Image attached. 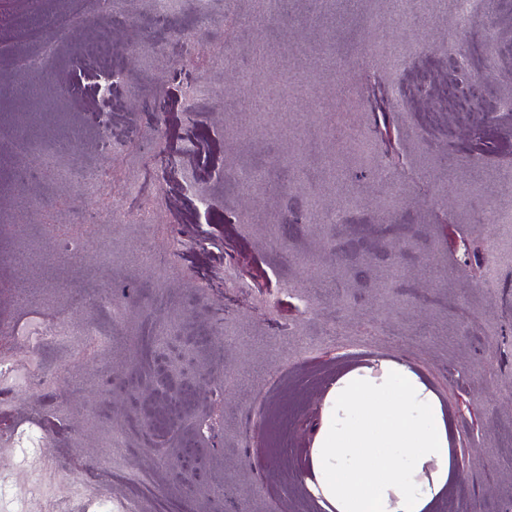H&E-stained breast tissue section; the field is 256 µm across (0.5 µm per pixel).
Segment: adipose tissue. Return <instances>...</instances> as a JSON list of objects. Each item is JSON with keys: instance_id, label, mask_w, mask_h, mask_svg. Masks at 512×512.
Masks as SVG:
<instances>
[{"instance_id": "1", "label": "adipose tissue", "mask_w": 512, "mask_h": 512, "mask_svg": "<svg viewBox=\"0 0 512 512\" xmlns=\"http://www.w3.org/2000/svg\"><path fill=\"white\" fill-rule=\"evenodd\" d=\"M461 477L442 400L412 366L372 357L337 376L304 478L324 512H431Z\"/></svg>"}]
</instances>
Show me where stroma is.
Here are the masks:
<instances>
[{"mask_svg": "<svg viewBox=\"0 0 512 512\" xmlns=\"http://www.w3.org/2000/svg\"><path fill=\"white\" fill-rule=\"evenodd\" d=\"M255 2L230 12L209 0L203 26L197 0H177L164 28L152 0L90 2L32 76L30 103L11 59L31 50L15 34L31 3L0 0V130L41 112L57 166L112 172L84 196L104 261L37 268L17 246L54 252L53 223L83 235L68 209L75 190L41 171L16 192V163L0 153V474L19 495L0 512H94L99 465L112 512H322L303 483L322 397L371 356L415 367L448 414L464 478L433 512H512V224L474 222L461 204L478 181L484 210L512 211V181L497 176L512 166V111L498 108L512 99V0L461 32L454 0H420L419 27L391 22L392 0H296L271 21ZM103 26L123 93L59 95L60 78L84 80L78 61ZM326 41L343 66L294 85L266 131L240 121V100L278 86L282 56L303 74ZM227 53L247 60L251 82L219 65ZM452 61L482 92L466 123L421 86L447 83ZM156 102L157 122L142 126ZM114 109L139 139L107 141L98 116ZM249 168L266 182L243 188L236 175ZM157 175L169 193L143 224L124 188ZM325 209L345 221L324 223ZM144 251L158 265L138 263ZM24 281L39 300L16 301ZM66 284L93 333L43 340L70 301ZM107 286L121 317L96 303ZM37 371L48 375L40 389ZM173 402L180 418L155 429L150 412ZM189 440L205 480L181 469ZM39 460L51 466L31 497Z\"/></svg>", "mask_w": 512, "mask_h": 512, "instance_id": "35a3bbf8", "label": "stroma"}]
</instances>
